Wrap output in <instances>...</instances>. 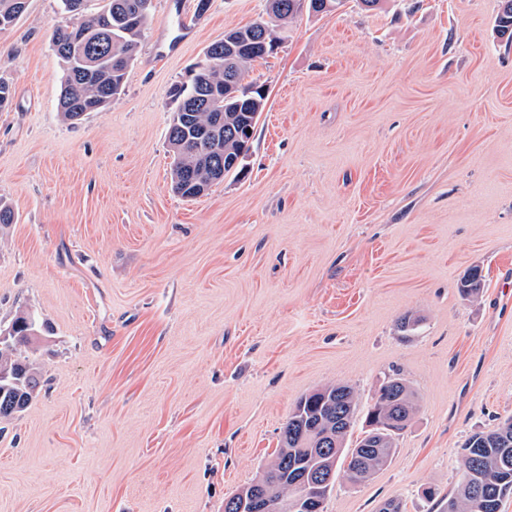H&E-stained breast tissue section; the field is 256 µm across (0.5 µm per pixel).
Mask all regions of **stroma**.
I'll return each instance as SVG.
<instances>
[{"label":"stroma","mask_w":512,"mask_h":512,"mask_svg":"<svg viewBox=\"0 0 512 512\" xmlns=\"http://www.w3.org/2000/svg\"><path fill=\"white\" fill-rule=\"evenodd\" d=\"M153 0L125 91L70 123L60 0L0 32V330L40 386L0 417V512H224L297 399L390 376L415 410L390 461L325 512H431L467 440L512 418V41L500 0H337L296 13L249 78L267 90L242 169L172 189V84L266 0ZM479 267L485 287L463 298ZM419 316L411 334L405 314Z\"/></svg>","instance_id":"1"}]
</instances>
